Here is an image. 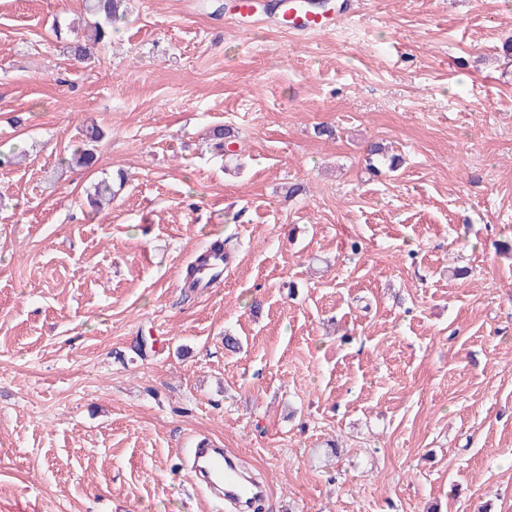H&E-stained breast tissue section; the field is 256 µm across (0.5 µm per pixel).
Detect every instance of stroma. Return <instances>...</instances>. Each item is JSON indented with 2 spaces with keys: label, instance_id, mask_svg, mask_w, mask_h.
Instances as JSON below:
<instances>
[{
  "label": "stroma",
  "instance_id": "stroma-1",
  "mask_svg": "<svg viewBox=\"0 0 512 512\" xmlns=\"http://www.w3.org/2000/svg\"><path fill=\"white\" fill-rule=\"evenodd\" d=\"M255 2L128 0L79 62L85 0H0V512H225L203 440L260 512H512V0H363L305 41ZM83 136L85 138L82 143L83 146L74 150L71 161L77 167L88 169L95 163L94 144L100 141L103 132L96 124H90L85 127ZM208 443H200L191 453V468L205 483L215 489L224 490V497L237 506L244 503L248 492L236 472L235 464L224 457L222 448H207Z\"/></svg>",
  "mask_w": 512,
  "mask_h": 512
}]
</instances>
